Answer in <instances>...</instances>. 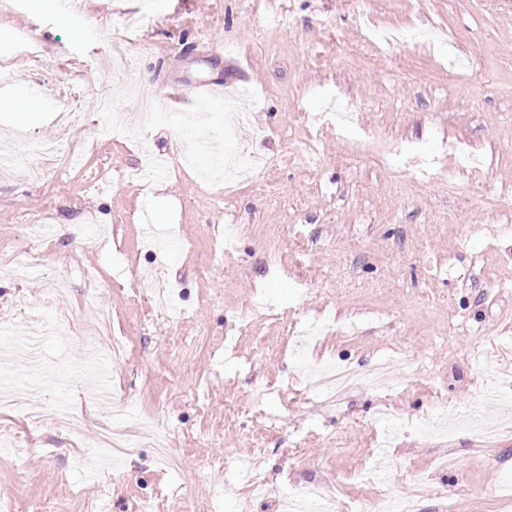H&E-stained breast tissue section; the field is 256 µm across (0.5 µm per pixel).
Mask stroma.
Returning a JSON list of instances; mask_svg holds the SVG:
<instances>
[{
    "label": "stroma",
    "mask_w": 512,
    "mask_h": 512,
    "mask_svg": "<svg viewBox=\"0 0 512 512\" xmlns=\"http://www.w3.org/2000/svg\"><path fill=\"white\" fill-rule=\"evenodd\" d=\"M368 22L446 39L382 49L364 41ZM452 51L469 70L460 83ZM123 56L136 84L116 70ZM241 73L253 123L236 138L268 169L228 190L201 176L208 157L186 163L184 127L194 81ZM1 79L71 90L22 124L0 109V147L15 153L0 267L37 252L26 278H0V315L25 324L0 363L26 394L25 411L0 409L12 512H281L311 484L345 503L390 492L416 495L417 512H512V211L490 201L512 193V0H79L67 13L6 0ZM110 97L129 123L119 138L97 134ZM339 102L351 127L310 126ZM443 136L466 152L442 157L441 179L394 168L408 143L435 153ZM57 139L33 178L34 143ZM311 144L309 168L297 158ZM43 224L81 235L42 238ZM103 313L126 344L106 367L107 412L83 374ZM58 317L77 320L68 337L32 327ZM304 322L330 326L307 362L394 360V389L307 393L287 339ZM260 383L272 392L258 404ZM60 405L80 414L72 430L36 424ZM106 428L140 448L97 449L86 468L84 444ZM244 459L262 492L239 481Z\"/></svg>",
    "instance_id": "stroma-1"
}]
</instances>
